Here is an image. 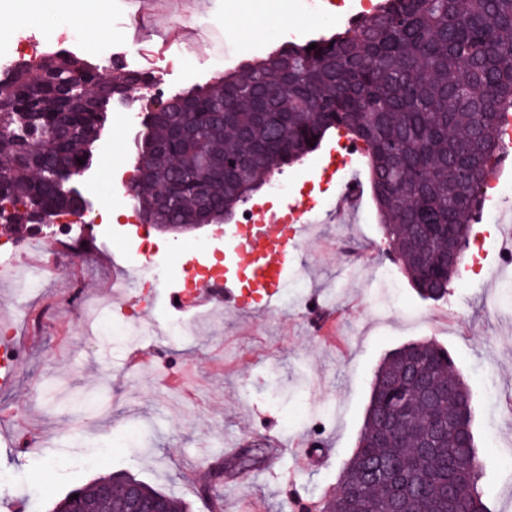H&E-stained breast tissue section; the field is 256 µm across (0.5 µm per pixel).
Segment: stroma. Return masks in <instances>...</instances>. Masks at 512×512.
Segmentation results:
<instances>
[{"label":"stroma","instance_id":"stroma-1","mask_svg":"<svg viewBox=\"0 0 512 512\" xmlns=\"http://www.w3.org/2000/svg\"><path fill=\"white\" fill-rule=\"evenodd\" d=\"M188 0H132L116 5L115 16L132 11L144 18L166 13L183 18L188 32L172 42L151 33L124 34L126 69L152 68L164 95L212 84L225 69L211 65V52L195 32L201 19L187 16ZM339 30L322 13L285 4L270 12L263 31L245 25L239 42L265 36L268 48L280 41L285 24ZM135 116L125 107L109 112L93 148L87 174L102 192L112 172L124 167L136 177V146L141 116L158 98L131 89ZM341 136L290 165L279 179L289 200H307L311 172ZM364 191L350 215L339 214L340 197L324 193L322 224L316 241L305 242L313 273L289 274L277 312L244 318L231 310L181 339L160 335L141 344L151 370L129 363L128 351L91 343L81 333L74 291H107L114 261H125L120 236L88 234L85 248L68 253L60 244L46 256L60 269L40 294L16 296L0 282V339L11 338L19 353L10 386L0 387V471L14 479L0 494V512H51L53 503L77 486L103 476L131 472L171 493L188 512H211L201 492L210 464L229 448L266 447L275 438L273 457L255 473L224 483V512H299L314 497L334 494L347 460L357 446L380 360L410 341L430 339L447 349L469 384L475 410L474 435L484 461L481 488L492 512H512V295L492 271L459 273L445 300H421L406 275L389 289L376 278L377 265L392 255L379 223L365 164L353 170ZM218 225L180 232L150 229L152 243L168 252L169 284L208 241L222 250ZM26 307L29 320L16 316ZM91 395L95 406L75 411L71 396ZM112 449L101 466L78 470L69 461L97 446ZM309 457L297 468L298 457Z\"/></svg>","mask_w":512,"mask_h":512}]
</instances>
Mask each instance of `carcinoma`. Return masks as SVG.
I'll list each match as a JSON object with an SVG mask.
<instances>
[{
    "label": "carcinoma",
    "mask_w": 512,
    "mask_h": 512,
    "mask_svg": "<svg viewBox=\"0 0 512 512\" xmlns=\"http://www.w3.org/2000/svg\"><path fill=\"white\" fill-rule=\"evenodd\" d=\"M283 45L212 84L168 98L146 117L134 189L141 219L212 224L245 205L276 169L321 146L331 130L367 147L370 182L390 249L425 300L448 296L459 269L443 261L448 238L468 244L481 215L500 123L512 110V0H380L368 16L329 38ZM107 65L73 52L0 70V206L18 224L36 213L78 209L68 182L89 165L108 108L121 93ZM79 75L82 89L67 81ZM84 164H79V161ZM211 211L198 210L201 191ZM174 206L161 216L158 198ZM471 393L448 351L431 341L387 354L340 492L319 512H489L479 483ZM97 512L121 497L96 498ZM148 495L183 503L141 482Z\"/></svg>",
    "instance_id": "1"
}]
</instances>
